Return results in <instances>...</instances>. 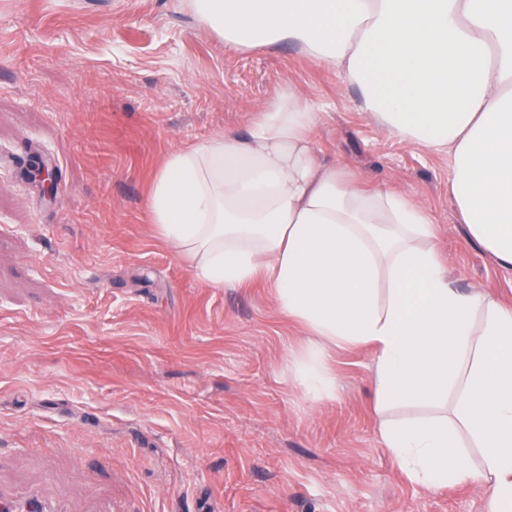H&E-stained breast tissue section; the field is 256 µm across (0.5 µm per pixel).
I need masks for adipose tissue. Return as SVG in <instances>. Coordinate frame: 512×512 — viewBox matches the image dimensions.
I'll return each mask as SVG.
<instances>
[{
  "label": "adipose tissue",
  "instance_id": "adipose-tissue-1",
  "mask_svg": "<svg viewBox=\"0 0 512 512\" xmlns=\"http://www.w3.org/2000/svg\"><path fill=\"white\" fill-rule=\"evenodd\" d=\"M235 50L294 45L358 90L357 108L452 160L451 201L470 239L512 270V0H188ZM318 106L294 88L245 133L170 151L148 221L210 287L264 281L312 341L295 379L332 397L329 348L367 345L375 419L408 478L477 484L512 512V305L460 287L423 207L322 161ZM449 416L394 421L401 404ZM480 451L472 463L460 438Z\"/></svg>",
  "mask_w": 512,
  "mask_h": 512
}]
</instances>
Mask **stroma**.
<instances>
[{"mask_svg":"<svg viewBox=\"0 0 512 512\" xmlns=\"http://www.w3.org/2000/svg\"><path fill=\"white\" fill-rule=\"evenodd\" d=\"M320 105L326 162L423 206L461 287L512 300L471 243L452 165L357 109L284 46L237 51L184 0H0V493L45 512H484L474 484L411 482L374 419V351L330 349L336 394L306 399L310 338L265 284L205 286L154 237L166 154L245 131L287 87ZM61 172L54 200L30 152ZM26 180L39 187L44 198L54 200L59 170L46 155H31L24 167Z\"/></svg>","mask_w":512,"mask_h":512,"instance_id":"35a3bbf8","label":"stroma"}]
</instances>
